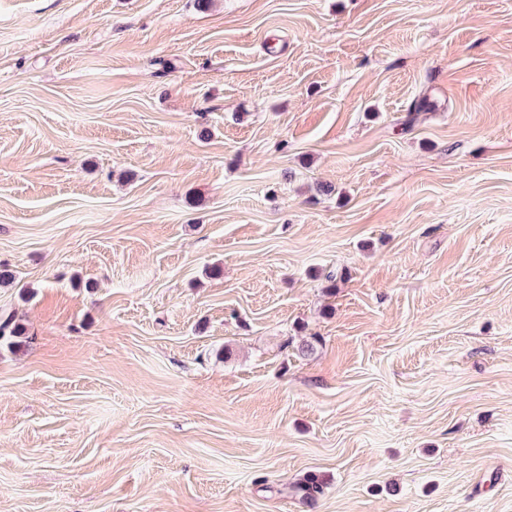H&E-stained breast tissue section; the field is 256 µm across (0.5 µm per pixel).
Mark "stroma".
Returning a JSON list of instances; mask_svg holds the SVG:
<instances>
[{
	"mask_svg": "<svg viewBox=\"0 0 512 512\" xmlns=\"http://www.w3.org/2000/svg\"><path fill=\"white\" fill-rule=\"evenodd\" d=\"M0 269V512H512V0H0Z\"/></svg>",
	"mask_w": 512,
	"mask_h": 512,
	"instance_id": "1",
	"label": "stroma"
}]
</instances>
